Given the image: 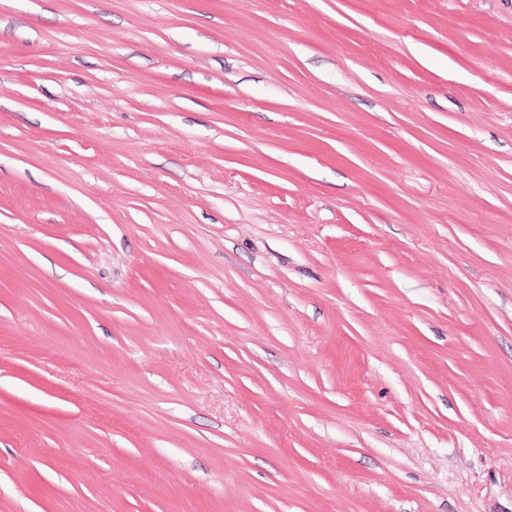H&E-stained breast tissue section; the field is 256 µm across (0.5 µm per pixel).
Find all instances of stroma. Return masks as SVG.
Listing matches in <instances>:
<instances>
[{
    "label": "stroma",
    "mask_w": 512,
    "mask_h": 512,
    "mask_svg": "<svg viewBox=\"0 0 512 512\" xmlns=\"http://www.w3.org/2000/svg\"><path fill=\"white\" fill-rule=\"evenodd\" d=\"M0 512H512V0H0Z\"/></svg>",
    "instance_id": "obj_1"
}]
</instances>
